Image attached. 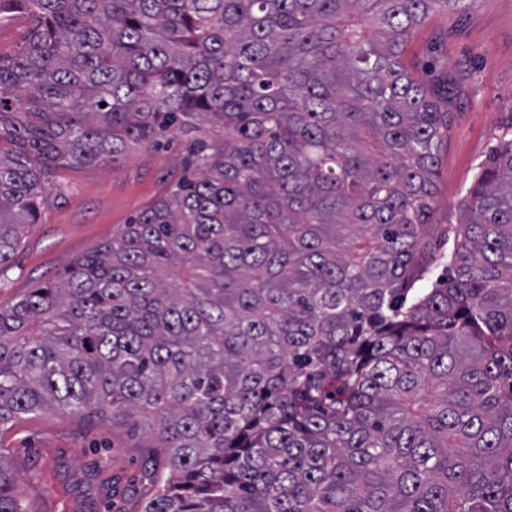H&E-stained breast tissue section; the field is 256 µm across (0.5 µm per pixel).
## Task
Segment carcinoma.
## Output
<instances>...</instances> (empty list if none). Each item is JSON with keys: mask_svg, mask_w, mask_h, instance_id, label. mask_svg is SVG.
Returning <instances> with one entry per match:
<instances>
[{"mask_svg": "<svg viewBox=\"0 0 512 512\" xmlns=\"http://www.w3.org/2000/svg\"><path fill=\"white\" fill-rule=\"evenodd\" d=\"M474 2L0 0V272L59 166L195 171L0 307V429L147 428L139 512H512V122L431 223L469 84L405 62ZM28 22L18 16L0 26V53L8 55L14 51L26 32Z\"/></svg>", "mask_w": 512, "mask_h": 512, "instance_id": "obj_1", "label": "carcinoma"}]
</instances>
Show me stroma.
<instances>
[{"mask_svg":"<svg viewBox=\"0 0 512 512\" xmlns=\"http://www.w3.org/2000/svg\"><path fill=\"white\" fill-rule=\"evenodd\" d=\"M417 77L465 67L470 96L448 137L434 221L458 223V204L479 163L512 122V0H476L466 13H432L405 56ZM186 141L165 137L155 150H136L104 165L58 167L39 223L31 225L10 269L0 273V307L55 280L72 260L112 239L167 182L187 177ZM153 439L140 427L112 425L60 411L29 416L0 430V447L19 468L38 512H133L126 485L138 475ZM101 474L87 481L92 465Z\"/></svg>","mask_w":512,"mask_h":512,"instance_id":"obj_1","label":"stroma"}]
</instances>
